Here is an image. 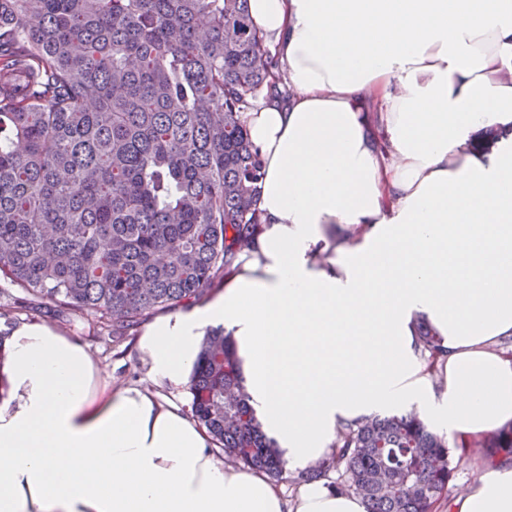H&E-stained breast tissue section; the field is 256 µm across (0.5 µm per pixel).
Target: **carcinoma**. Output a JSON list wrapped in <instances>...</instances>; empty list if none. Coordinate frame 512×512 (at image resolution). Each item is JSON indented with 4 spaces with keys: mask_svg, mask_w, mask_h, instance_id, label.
Here are the masks:
<instances>
[{
    "mask_svg": "<svg viewBox=\"0 0 512 512\" xmlns=\"http://www.w3.org/2000/svg\"><path fill=\"white\" fill-rule=\"evenodd\" d=\"M248 0H0V347L17 309L131 342L159 311L203 301L260 228L261 161L241 119L271 89ZM427 370L442 338L420 328ZM191 413L224 461L280 481L287 462L210 328ZM512 456V427L484 438ZM344 470L369 512H430L450 450L417 411L342 426L307 477ZM385 471L387 487L366 489Z\"/></svg>",
    "mask_w": 512,
    "mask_h": 512,
    "instance_id": "carcinoma-1",
    "label": "carcinoma"
}]
</instances>
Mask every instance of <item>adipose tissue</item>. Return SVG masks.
<instances>
[{
    "mask_svg": "<svg viewBox=\"0 0 512 512\" xmlns=\"http://www.w3.org/2000/svg\"><path fill=\"white\" fill-rule=\"evenodd\" d=\"M248 8L277 88L243 115L264 171L254 244L204 301L146 324L150 387L102 383L44 324L11 330L0 512H368L326 478L291 501L224 464L175 401L210 326L292 470L367 417L419 410L452 448L512 424V0ZM422 325L448 350L443 379ZM477 471L448 512H512V465ZM418 347L421 357L426 361L427 370L433 375L443 374L445 361L448 358V350L442 343V338L437 336L427 327L420 326Z\"/></svg>",
    "mask_w": 512,
    "mask_h": 512,
    "instance_id": "ef3b65f1",
    "label": "adipose tissue"
}]
</instances>
